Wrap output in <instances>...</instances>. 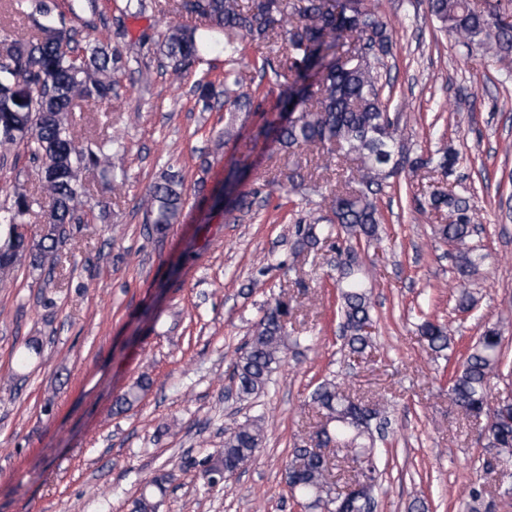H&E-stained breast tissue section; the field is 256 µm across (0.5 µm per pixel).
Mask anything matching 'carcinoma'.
Here are the masks:
<instances>
[{"mask_svg":"<svg viewBox=\"0 0 512 512\" xmlns=\"http://www.w3.org/2000/svg\"><path fill=\"white\" fill-rule=\"evenodd\" d=\"M475 8L470 0H428L429 12L439 31L469 48L493 53L512 63V0H485ZM18 9L34 19L36 32L0 40V148L27 146L48 199L49 222L31 237L15 232L12 224L29 214L33 200L15 195L11 207L0 214V274L23 264L45 269L59 247L84 222L79 211L84 190L78 182L81 167H99L111 172L112 138L93 139L83 147L71 136L74 107L78 102L103 103L112 98V73L119 56L90 40L76 39L77 30L65 33L50 24L55 0H16ZM176 10L204 20L208 31L224 35V82L200 81L198 99L210 110L224 101L239 110L252 97L238 89L245 82L242 72V42L280 40L283 53L278 63L264 58L262 71H271L275 81L296 89L288 98L292 117L285 125L259 132L263 140L285 149L312 147L323 167L331 159L356 161L353 180L331 190L332 217H300L296 220L299 249L317 247L321 221L336 225L332 247L338 256L337 280L340 332L351 354L362 355L372 347L368 327L371 291L359 276L357 248L379 241L381 213L376 200L391 179L405 168H431L443 176L456 163L448 153L411 157L402 143L397 119L382 101L378 64L390 54L388 23L369 0H176ZM159 52L177 81L186 67L201 59L204 40L197 28L172 26L157 42ZM182 177L165 173L151 185L144 198L149 230L163 233L184 209ZM435 210L446 209L448 224L437 234L455 245L458 271L476 270L483 256L474 252L470 239L475 230L467 202L440 187L430 195ZM288 301L274 296L253 326L233 366L236 397L247 401L264 390L273 371L283 361L288 337ZM421 337L427 347L440 353L449 348L446 328L425 322ZM502 364V336L486 328L468 348L461 368L448 380V400L473 418L487 421V447L512 453V400L490 405L492 378ZM323 415L314 448L295 447L285 465V478L294 495L315 512H370L380 468L374 448L373 422L381 420L374 405L355 404L345 387L325 380L312 393ZM264 439L263 421L246 420L224 433V447L202 458L201 478L215 487L243 469ZM354 456L358 473L351 483L332 486L331 467L321 451L329 445Z\"/></svg>","mask_w":512,"mask_h":512,"instance_id":"1","label":"carcinoma"}]
</instances>
